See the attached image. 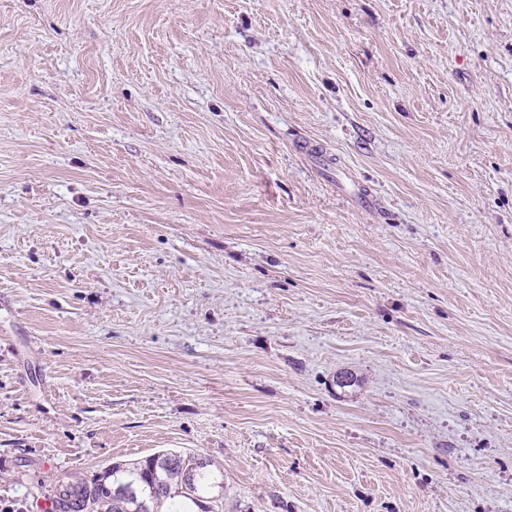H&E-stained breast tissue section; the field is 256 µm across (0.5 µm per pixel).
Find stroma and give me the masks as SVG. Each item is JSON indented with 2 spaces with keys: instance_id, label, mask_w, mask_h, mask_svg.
<instances>
[{
  "instance_id": "1",
  "label": "stroma",
  "mask_w": 512,
  "mask_h": 512,
  "mask_svg": "<svg viewBox=\"0 0 512 512\" xmlns=\"http://www.w3.org/2000/svg\"><path fill=\"white\" fill-rule=\"evenodd\" d=\"M163 452L512 512V0H0V512Z\"/></svg>"
}]
</instances>
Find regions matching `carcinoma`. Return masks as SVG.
Here are the masks:
<instances>
[{
  "instance_id": "1",
  "label": "carcinoma",
  "mask_w": 512,
  "mask_h": 512,
  "mask_svg": "<svg viewBox=\"0 0 512 512\" xmlns=\"http://www.w3.org/2000/svg\"><path fill=\"white\" fill-rule=\"evenodd\" d=\"M207 464L177 453L155 454L132 467L114 464L92 482L61 479L62 512H191L185 498L202 507L200 493L213 485Z\"/></svg>"
}]
</instances>
